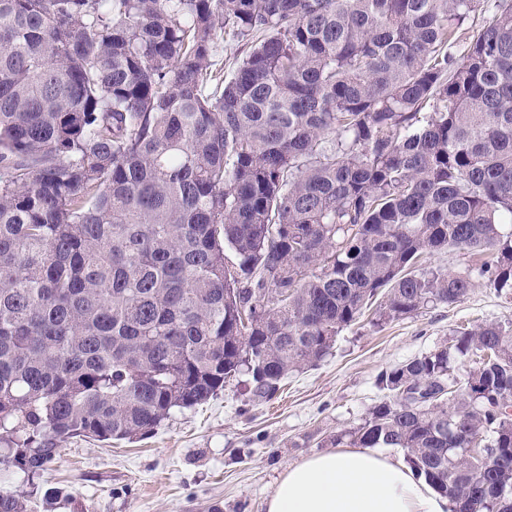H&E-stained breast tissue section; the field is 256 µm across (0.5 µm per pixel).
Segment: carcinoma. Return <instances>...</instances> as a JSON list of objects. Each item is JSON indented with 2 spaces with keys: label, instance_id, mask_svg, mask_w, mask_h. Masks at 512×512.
<instances>
[{
  "label": "carcinoma",
  "instance_id": "carcinoma-1",
  "mask_svg": "<svg viewBox=\"0 0 512 512\" xmlns=\"http://www.w3.org/2000/svg\"><path fill=\"white\" fill-rule=\"evenodd\" d=\"M476 4L0 0L10 462L33 477L72 438H144L240 373L271 399L375 302L393 322L512 290V0L479 29ZM226 38L256 39L230 78ZM442 249L489 259L421 266ZM379 383L330 441L402 449L455 512L512 504L511 322ZM477 439L492 466L461 453ZM0 512L31 510L0 491Z\"/></svg>",
  "mask_w": 512,
  "mask_h": 512
}]
</instances>
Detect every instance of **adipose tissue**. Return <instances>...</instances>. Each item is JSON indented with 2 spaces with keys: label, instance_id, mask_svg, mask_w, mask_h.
Returning a JSON list of instances; mask_svg holds the SVG:
<instances>
[{
  "label": "adipose tissue",
  "instance_id": "adipose-tissue-1",
  "mask_svg": "<svg viewBox=\"0 0 512 512\" xmlns=\"http://www.w3.org/2000/svg\"><path fill=\"white\" fill-rule=\"evenodd\" d=\"M453 505L402 461L370 449L311 455L292 465L266 512H452Z\"/></svg>",
  "mask_w": 512,
  "mask_h": 512
}]
</instances>
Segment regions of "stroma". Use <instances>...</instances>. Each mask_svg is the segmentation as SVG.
<instances>
[{"label":"stroma","instance_id":"obj_1","mask_svg":"<svg viewBox=\"0 0 512 512\" xmlns=\"http://www.w3.org/2000/svg\"><path fill=\"white\" fill-rule=\"evenodd\" d=\"M373 317L366 310L271 401L256 399L242 375L209 401L175 411L148 439H70L31 480L0 464V491L23 492L33 512H44L50 488L61 495L57 512H265L288 467L364 422L385 396L382 372L451 343L457 327L512 321V291L478 284L451 307L380 325Z\"/></svg>","mask_w":512,"mask_h":512}]
</instances>
